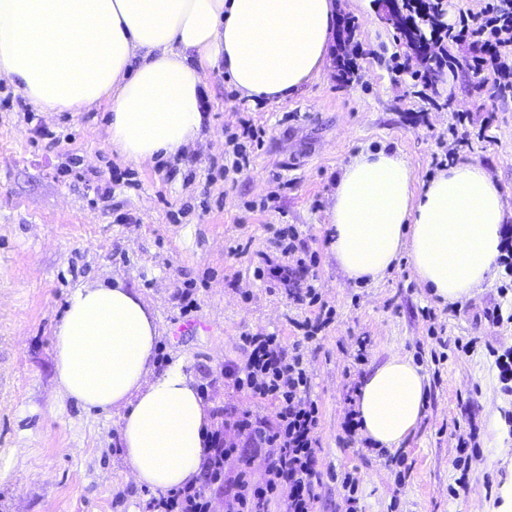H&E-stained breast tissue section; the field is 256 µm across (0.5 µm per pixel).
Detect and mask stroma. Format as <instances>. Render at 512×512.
I'll list each match as a JSON object with an SVG mask.
<instances>
[{
    "label": "stroma",
    "mask_w": 512,
    "mask_h": 512,
    "mask_svg": "<svg viewBox=\"0 0 512 512\" xmlns=\"http://www.w3.org/2000/svg\"><path fill=\"white\" fill-rule=\"evenodd\" d=\"M335 2L337 14L355 17L364 50L351 82L331 61L294 98L247 112L223 71H211L209 131L174 160L136 165L114 152L110 101L86 112H25L21 91L0 77V512H151L157 493L131 474L118 411L86 413L54 380V329L69 295L115 277L153 311L158 369L185 362L228 440L239 441L232 423L242 412L275 414L224 379L225 366L245 359L241 335L274 333L301 350L320 410L316 512H343L348 475L358 512H497L512 488V449L492 447L488 412L512 413L495 367L496 355L512 349V323L493 324L489 314L512 310V277L497 274L452 313L405 257L377 283L349 281L328 248L327 223L336 177L360 150L398 152L416 184L427 183L438 137L458 112L492 117L490 140L459 158L488 167L512 210V97L475 92L461 70L436 76L449 103L432 107L415 95L418 55L381 21L382 0ZM245 118L262 145L242 170L225 172L228 137ZM41 126L58 143L42 139ZM289 226L332 311L310 339L292 322L316 307L273 274L288 259L271 230ZM185 291L198 302L186 314ZM426 308L435 320L423 319ZM394 354L426 374L425 415L400 448L378 449L348 437L344 423L357 385ZM469 432L462 469L457 437ZM460 480L465 492L452 495Z\"/></svg>",
    "instance_id": "1"
}]
</instances>
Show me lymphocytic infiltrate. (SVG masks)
<instances>
[{
    "label": "lymphocytic infiltrate",
    "mask_w": 512,
    "mask_h": 512,
    "mask_svg": "<svg viewBox=\"0 0 512 512\" xmlns=\"http://www.w3.org/2000/svg\"><path fill=\"white\" fill-rule=\"evenodd\" d=\"M412 18L431 26L430 42L436 55H423L422 67L413 78L422 88L434 85L433 73L441 69L456 72L464 68L479 88H491L512 96V0H481L478 11L460 15L451 23L443 20L444 0H402ZM466 48L462 57L449 55L448 46ZM490 124L473 126L469 113L459 112L440 138L441 162H454L472 138L488 139ZM247 356L237 366L226 368L224 376L234 387L275 407L273 423L243 413L233 426L247 447L264 458L262 479H254L252 459L239 453L232 443H223L221 431L208 436L211 453L205 469L221 468L225 483L224 512H315V486L319 409L309 396V379L301 355H286L278 336L243 334L240 338ZM207 484H195L152 502L153 512H209Z\"/></svg>",
    "instance_id": "1"
}]
</instances>
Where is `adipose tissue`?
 Segmentation results:
<instances>
[{"label": "adipose tissue", "instance_id": "1", "mask_svg": "<svg viewBox=\"0 0 512 512\" xmlns=\"http://www.w3.org/2000/svg\"><path fill=\"white\" fill-rule=\"evenodd\" d=\"M333 0H0V76L46 112L112 102L109 134L125 160L174 158L200 136L204 77L223 70L241 98L282 102L327 63ZM506 205L489 169L464 161L416 189L399 153L366 150L336 178L330 249L355 282L408 257L435 300L454 304L494 279ZM153 312L122 281L75 289L55 329V383L87 412L119 410L136 482L198 483L208 413L184 362L157 370ZM425 377L393 355L356 391L361 433L397 448L424 416Z\"/></svg>", "mask_w": 512, "mask_h": 512}]
</instances>
